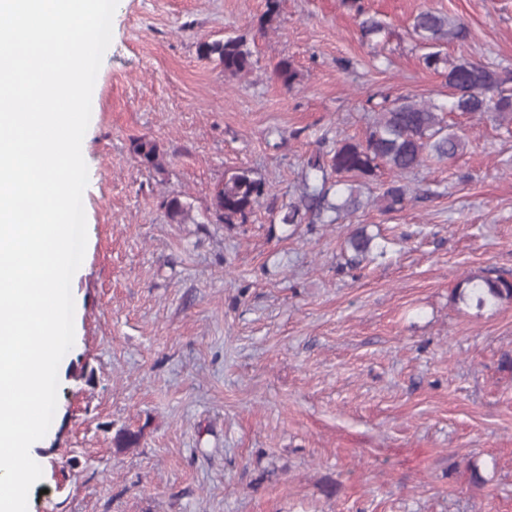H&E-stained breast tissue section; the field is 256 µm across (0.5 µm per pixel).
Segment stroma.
<instances>
[{
  "instance_id": "obj_1",
  "label": "stroma",
  "mask_w": 512,
  "mask_h": 512,
  "mask_svg": "<svg viewBox=\"0 0 512 512\" xmlns=\"http://www.w3.org/2000/svg\"><path fill=\"white\" fill-rule=\"evenodd\" d=\"M361 4L385 36L362 38L341 0L271 16L266 0H119L83 151L74 347L29 512H512V302L451 299L469 272L512 279V134L450 115L464 152L411 174L401 211L280 221L317 138H363L369 99L445 101L415 14L467 24L448 61L512 71V0ZM237 35L250 74L200 57ZM241 169L269 193L227 224L213 198ZM360 225L383 254L355 266ZM125 426L142 437L120 451Z\"/></svg>"
}]
</instances>
